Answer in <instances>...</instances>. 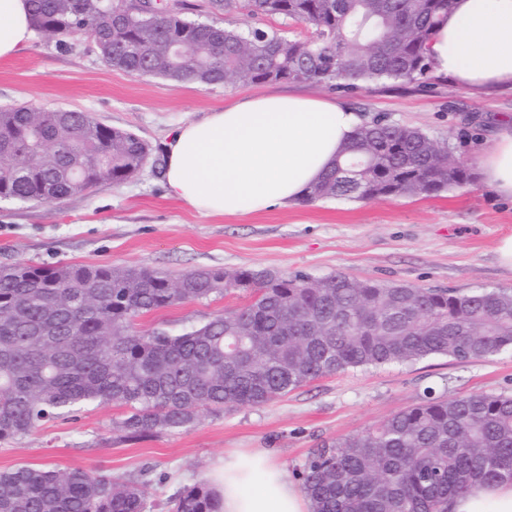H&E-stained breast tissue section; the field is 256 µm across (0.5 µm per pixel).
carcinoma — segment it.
<instances>
[{"instance_id":"cac0c4a2","label":"carcinoma","mask_w":512,"mask_h":512,"mask_svg":"<svg viewBox=\"0 0 512 512\" xmlns=\"http://www.w3.org/2000/svg\"><path fill=\"white\" fill-rule=\"evenodd\" d=\"M38 33L92 40L103 63L131 75L227 87L272 82L423 84L428 50L451 0H208L213 14L281 17L286 38L182 18L156 5L140 23L120 0H31ZM180 40L183 53L171 44ZM136 133L83 112L27 103L0 107V200L62 202L119 185L149 158ZM418 127L363 123L307 200L431 196L471 182ZM0 273V443L82 406L126 409L132 440L179 431L202 411L261 406L316 379L360 366L432 355L489 358L512 350V289L468 292L266 269H202L173 277L148 267L17 264ZM230 274L250 300L177 336L144 334L135 319L220 294ZM312 512H448L478 483H512V396L434 398L374 428L310 452L300 473ZM139 484L96 472L0 470V512H145ZM167 512H216L203 486L179 491Z\"/></svg>"}]
</instances>
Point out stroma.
<instances>
[{"label":"stroma","instance_id":"obj_1","mask_svg":"<svg viewBox=\"0 0 512 512\" xmlns=\"http://www.w3.org/2000/svg\"><path fill=\"white\" fill-rule=\"evenodd\" d=\"M260 93L336 98L363 120L382 117L418 127L455 160L476 166L493 144V129L512 125V88L465 89L441 77L424 87L362 84L352 94L300 82L201 87L140 77L106 67L91 39L34 34L0 60V106L26 102L86 112L160 148L173 129ZM512 236V199L481 179L432 197L367 202L300 201L238 217L204 216L170 197L152 167L120 185L105 184L62 203L0 201V266H147L172 276L199 269H271L360 278L424 288L471 291L512 288V271L497 259ZM249 293L188 301L136 318L140 331L179 335L236 310ZM512 394V351L458 361L441 355L406 364L355 367L317 379L263 406L201 412L188 428L130 440L118 429L125 410L85 406L77 420H51L0 444V470L24 465L68 472L94 470L118 482L138 481L147 512L200 483L224 455L266 449L298 479L312 449L358 436L426 396Z\"/></svg>","mask_w":512,"mask_h":512}]
</instances>
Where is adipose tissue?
I'll return each mask as SVG.
<instances>
[{
    "label": "adipose tissue",
    "mask_w": 512,
    "mask_h": 512,
    "mask_svg": "<svg viewBox=\"0 0 512 512\" xmlns=\"http://www.w3.org/2000/svg\"><path fill=\"white\" fill-rule=\"evenodd\" d=\"M33 35L30 0H0V58ZM437 74L461 87L512 86V0H453L429 48ZM333 99L260 95L177 127L165 146V186L208 216L249 215L304 199L360 125ZM483 182L512 198V129L478 160ZM218 512H307L301 488L264 450L225 456L204 477ZM448 512H512V483L478 485Z\"/></svg>",
    "instance_id": "obj_1"
}]
</instances>
